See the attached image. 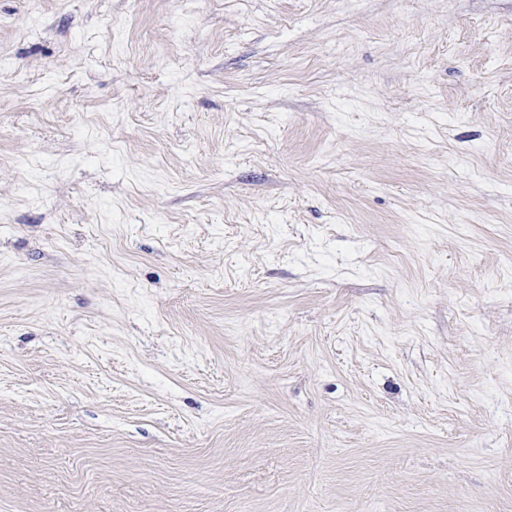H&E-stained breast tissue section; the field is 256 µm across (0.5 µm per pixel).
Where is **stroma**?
Here are the masks:
<instances>
[{"label":"stroma","mask_w":512,"mask_h":512,"mask_svg":"<svg viewBox=\"0 0 512 512\" xmlns=\"http://www.w3.org/2000/svg\"><path fill=\"white\" fill-rule=\"evenodd\" d=\"M1 51L0 512H512V0H0Z\"/></svg>","instance_id":"1"}]
</instances>
